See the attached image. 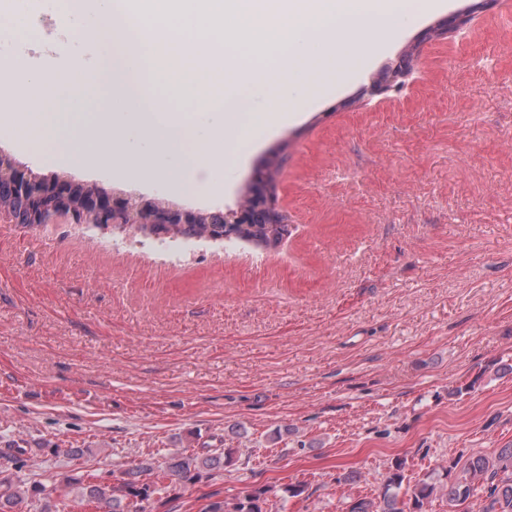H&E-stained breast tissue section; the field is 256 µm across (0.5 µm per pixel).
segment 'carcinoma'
Instances as JSON below:
<instances>
[{
	"mask_svg": "<svg viewBox=\"0 0 512 512\" xmlns=\"http://www.w3.org/2000/svg\"><path fill=\"white\" fill-rule=\"evenodd\" d=\"M208 213H199L195 224H175L171 228L172 240L194 237L198 240L225 229L223 224L207 223ZM232 231L242 235L245 242L260 248H270L279 243L280 224H248L234 227ZM233 450L221 452H193L186 455L176 452L159 465L141 461L124 471L114 480L84 484L73 476H65L62 482L78 490L80 501L96 504L98 512H145L144 503L161 493L166 486L158 480L156 472L178 481H194L204 474L222 469L232 462ZM403 463L395 465L387 477L385 492L380 500L357 499L349 505V512H404L400 507L398 490L404 476ZM58 486L47 487L35 481L20 487L7 478H0V512H21L22 505L38 502L40 512H58L54 509L53 494ZM435 486L419 483L412 491L414 512H423ZM446 495L452 505L458 506L475 497L479 500V512H512V446L498 449L492 457L474 455L467 460L460 472L449 477ZM203 512H268L264 492L246 491L230 499H216Z\"/></svg>",
	"mask_w": 512,
	"mask_h": 512,
	"instance_id": "cac0c4a2",
	"label": "carcinoma"
}]
</instances>
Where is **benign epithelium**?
I'll use <instances>...</instances> for the list:
<instances>
[{"label": "benign epithelium", "mask_w": 512, "mask_h": 512, "mask_svg": "<svg viewBox=\"0 0 512 512\" xmlns=\"http://www.w3.org/2000/svg\"><path fill=\"white\" fill-rule=\"evenodd\" d=\"M251 188L253 194L264 200L265 222L285 223L272 184L264 172H254ZM0 190L18 202L16 208L0 206V216L5 214L16 224H95L123 232L128 224H191L197 215L194 210L158 196L117 192L98 185L83 192L80 202L73 205L70 200L75 187L71 180L58 178L49 183L1 151ZM217 215L223 224H249L256 218L241 203Z\"/></svg>", "instance_id": "obj_1"}]
</instances>
